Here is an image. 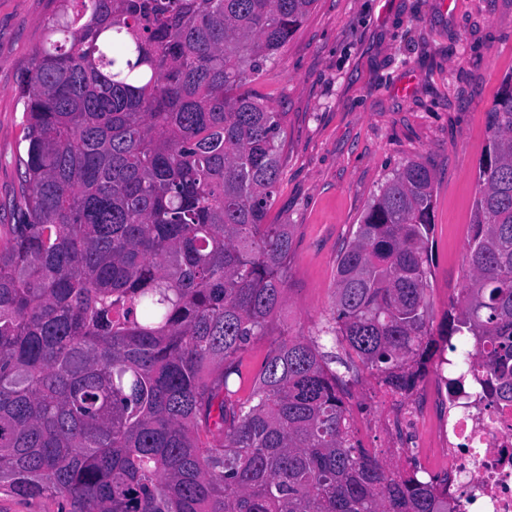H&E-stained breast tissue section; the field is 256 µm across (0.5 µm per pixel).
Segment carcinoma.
<instances>
[{
	"instance_id": "obj_1",
	"label": "carcinoma",
	"mask_w": 512,
	"mask_h": 512,
	"mask_svg": "<svg viewBox=\"0 0 512 512\" xmlns=\"http://www.w3.org/2000/svg\"><path fill=\"white\" fill-rule=\"evenodd\" d=\"M22 74L0 232V494L58 512H448L444 483L356 439L325 343L407 393L455 335L512 403V75L487 113L465 263L433 330V172L387 176L338 256L315 336L241 356L288 296L266 222L284 113L246 86L316 0H57Z\"/></svg>"
}]
</instances>
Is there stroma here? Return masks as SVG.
<instances>
[{"instance_id":"1","label":"stroma","mask_w":512,"mask_h":512,"mask_svg":"<svg viewBox=\"0 0 512 512\" xmlns=\"http://www.w3.org/2000/svg\"><path fill=\"white\" fill-rule=\"evenodd\" d=\"M52 0H0V225L13 221L23 151L16 86ZM512 75V0H317L252 84L283 113L282 176L268 221L296 227L279 331L315 333L337 257L387 175L435 173L429 295L435 321L467 274L479 163L494 96Z\"/></svg>"}]
</instances>
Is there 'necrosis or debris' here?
<instances>
[{
  "mask_svg": "<svg viewBox=\"0 0 512 512\" xmlns=\"http://www.w3.org/2000/svg\"><path fill=\"white\" fill-rule=\"evenodd\" d=\"M462 384L449 389L436 369L406 394L381 388L379 418L353 417L355 432L383 427L384 455L409 457L427 474L448 478L456 512H512V409H498L482 393L485 369L474 361L462 368ZM447 404V416L437 408Z\"/></svg>",
  "mask_w": 512,
  "mask_h": 512,
  "instance_id": "obj_1",
  "label": "necrosis or debris"
}]
</instances>
